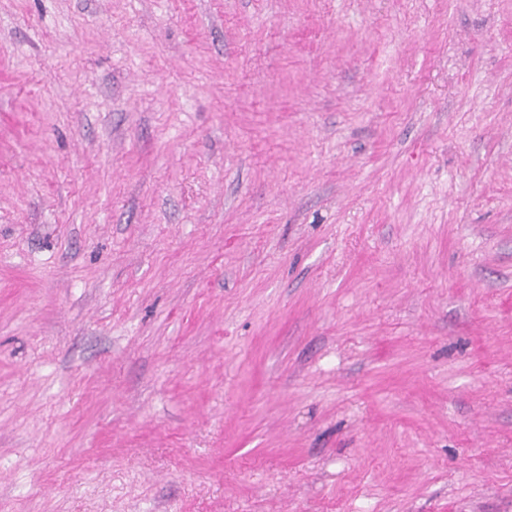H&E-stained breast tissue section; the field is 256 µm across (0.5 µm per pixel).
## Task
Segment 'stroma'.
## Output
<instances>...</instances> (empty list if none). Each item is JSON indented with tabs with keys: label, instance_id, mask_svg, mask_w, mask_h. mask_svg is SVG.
Listing matches in <instances>:
<instances>
[{
	"label": "stroma",
	"instance_id": "1",
	"mask_svg": "<svg viewBox=\"0 0 512 512\" xmlns=\"http://www.w3.org/2000/svg\"><path fill=\"white\" fill-rule=\"evenodd\" d=\"M0 512H512V0H0Z\"/></svg>",
	"mask_w": 512,
	"mask_h": 512
}]
</instances>
